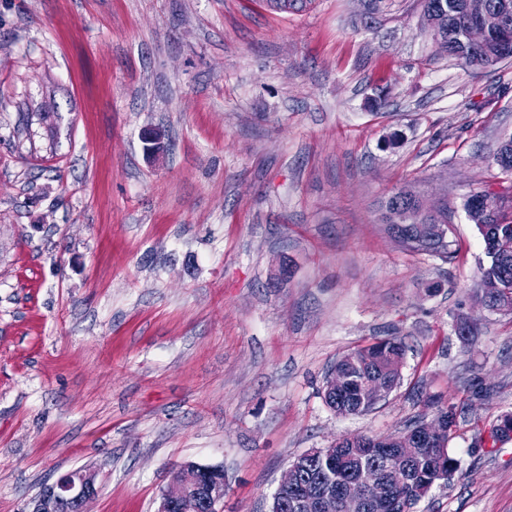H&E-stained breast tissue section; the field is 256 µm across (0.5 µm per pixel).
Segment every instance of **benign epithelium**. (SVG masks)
Here are the masks:
<instances>
[{
    "label": "benign epithelium",
    "mask_w": 512,
    "mask_h": 512,
    "mask_svg": "<svg viewBox=\"0 0 512 512\" xmlns=\"http://www.w3.org/2000/svg\"><path fill=\"white\" fill-rule=\"evenodd\" d=\"M469 42L475 46L486 43L490 32L504 29L506 17L491 9L487 0H468ZM500 202L496 194L480 197L469 213L474 224H491L496 219ZM482 302L499 296L506 281L486 280L480 283ZM365 407L373 408L389 395L387 385L368 381L362 386ZM441 419L436 416L427 423L422 432H404L399 437L400 447L394 452L400 460L417 458L426 443L440 433ZM309 452L298 455L282 471L278 480V492L273 494L269 512H365L371 504L384 498V481L371 467L363 464L355 478L331 475L314 493L300 492L285 500L281 492L296 489L303 472L308 466ZM99 489L96 474L89 470H75L60 475L47 487V493L35 500L32 512H52L55 504L62 502L76 506L83 512L85 504L95 497ZM224 502V482L204 480L199 468H181L171 474L168 485L161 493V506L158 512H200L201 508L217 509Z\"/></svg>",
    "instance_id": "7a95c632"
}]
</instances>
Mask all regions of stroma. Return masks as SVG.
<instances>
[{"label": "stroma", "instance_id": "stroma-1", "mask_svg": "<svg viewBox=\"0 0 512 512\" xmlns=\"http://www.w3.org/2000/svg\"><path fill=\"white\" fill-rule=\"evenodd\" d=\"M511 135L512 59L462 68L419 0H0V512L76 468L87 512H157L185 462L268 512L299 454L440 405L457 469L413 512H512V438L475 445L512 413V314L464 209L512 195ZM403 186L453 261L386 231ZM391 334L398 387L336 415L331 366Z\"/></svg>", "mask_w": 512, "mask_h": 512}]
</instances>
